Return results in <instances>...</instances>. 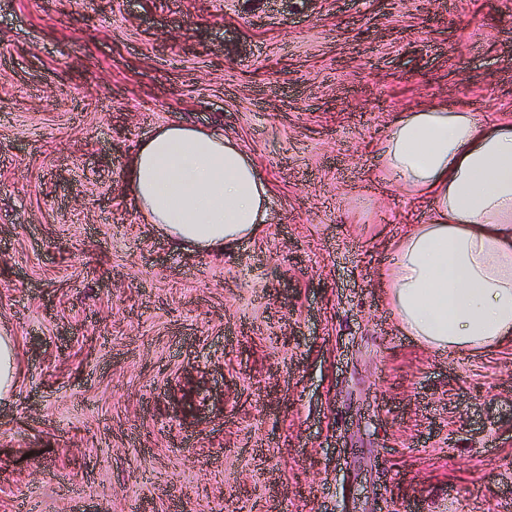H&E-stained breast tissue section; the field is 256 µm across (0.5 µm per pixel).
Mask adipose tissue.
Segmentation results:
<instances>
[{"label":"adipose tissue","instance_id":"1","mask_svg":"<svg viewBox=\"0 0 512 512\" xmlns=\"http://www.w3.org/2000/svg\"><path fill=\"white\" fill-rule=\"evenodd\" d=\"M379 153L431 210L393 244L382 278L401 329L444 355L512 344V120L401 112ZM126 191L152 229L207 252L253 239L270 213L266 179L238 144L177 120L138 144Z\"/></svg>","mask_w":512,"mask_h":512}]
</instances>
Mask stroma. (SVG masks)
Wrapping results in <instances>:
<instances>
[{
	"label": "stroma",
	"instance_id": "stroma-1",
	"mask_svg": "<svg viewBox=\"0 0 512 512\" xmlns=\"http://www.w3.org/2000/svg\"><path fill=\"white\" fill-rule=\"evenodd\" d=\"M512 116V0H0V512H512V346L441 355L379 285L429 204L395 113ZM179 120L271 221L178 249L122 190ZM16 347L11 337L0 336V400L12 397L16 388Z\"/></svg>",
	"mask_w": 512,
	"mask_h": 512
}]
</instances>
